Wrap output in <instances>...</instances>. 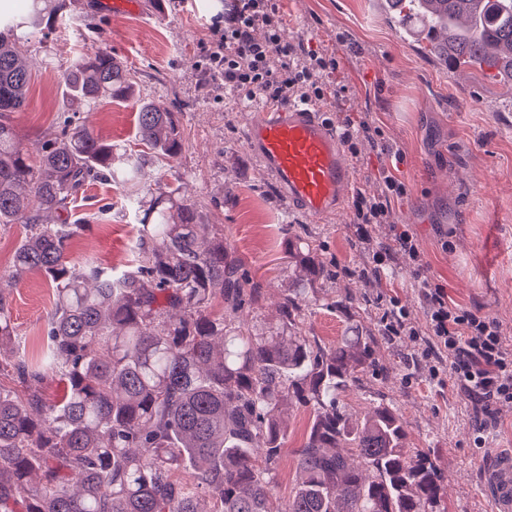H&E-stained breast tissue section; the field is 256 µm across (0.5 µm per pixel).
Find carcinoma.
<instances>
[{
  "label": "carcinoma",
  "instance_id": "obj_1",
  "mask_svg": "<svg viewBox=\"0 0 512 512\" xmlns=\"http://www.w3.org/2000/svg\"><path fill=\"white\" fill-rule=\"evenodd\" d=\"M387 2L420 15L445 63L512 78V0ZM65 8L30 0V19H0V224L26 228L11 278L37 271L55 293L38 361L20 348L0 295V376L10 381L0 382V512H436L443 475L406 448L397 409L378 404L361 419L339 405L337 392L369 367L370 337L326 348L302 333L301 301L323 276L308 243L288 246L306 287L262 327L236 320L258 289L175 189L129 197L143 214L135 268L69 260L84 227L71 210L78 191L94 180L134 184L145 156L115 166L112 144L70 117L37 161L20 146L13 114L25 111L30 74L18 43L26 24L49 28ZM133 85L106 50L64 73L77 107L123 99ZM137 134L160 157L181 151L174 113L154 103L141 105ZM49 379L63 386L54 401L41 391ZM291 400L312 424L295 451L301 483L282 499Z\"/></svg>",
  "mask_w": 512,
  "mask_h": 512
}]
</instances>
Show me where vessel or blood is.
I'll use <instances>...</instances> for the list:
<instances>
[{"mask_svg": "<svg viewBox=\"0 0 512 512\" xmlns=\"http://www.w3.org/2000/svg\"><path fill=\"white\" fill-rule=\"evenodd\" d=\"M247 150L295 211L325 220L344 205L351 176L342 145L312 105L262 106L249 123ZM482 490L494 512H512V450L489 460Z\"/></svg>", "mask_w": 512, "mask_h": 512, "instance_id": "1", "label": "vessel or blood"}]
</instances>
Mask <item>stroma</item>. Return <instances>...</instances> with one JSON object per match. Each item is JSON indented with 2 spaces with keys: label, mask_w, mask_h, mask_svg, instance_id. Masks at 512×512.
Instances as JSON below:
<instances>
[{
  "label": "stroma",
  "mask_w": 512,
  "mask_h": 512,
  "mask_svg": "<svg viewBox=\"0 0 512 512\" xmlns=\"http://www.w3.org/2000/svg\"><path fill=\"white\" fill-rule=\"evenodd\" d=\"M225 0H142L136 14L113 12L104 0H70L55 29L30 31L20 51L31 74L26 111L16 113L20 142L38 156L69 107L60 95L61 75L74 57L106 47L134 76L130 99L81 108L80 117L114 153L140 154L136 137L141 103L174 112L183 139L174 159L148 158L134 188L111 182L89 185L72 205L85 225L71 259H91L116 271L135 259L138 220L127 198L151 197L167 188L195 202L242 264L263 297L244 309L248 325L275 321L279 305L299 279L288 244H310L324 270L313 301L304 306L303 329L323 347L349 336H371L368 370L338 399L362 415L373 405H394L403 417L407 445L425 452L444 477L447 512H493L481 493L484 468L497 451L512 449V403L498 405L484 447L471 440L473 410L454 384L436 385L415 347L390 341L381 316L396 299L416 328L426 314L408 271L360 277L372 260L356 242L354 208L345 202L329 223L291 210L282 193L259 171L247 148L250 115L224 95L200 68L201 44ZM285 24L282 38L327 52L336 71L328 93L343 89L341 110L353 121H372L378 137H359L344 150L351 188L375 193L387 172L407 186L392 200L393 221L374 234L387 240L401 230L416 238L425 273L455 303L497 318L512 343V87L492 71L453 69L434 59L420 41L403 38L381 0H277ZM23 225L0 228V293L8 301L27 351L44 346L54 297L36 272L10 277ZM312 416L293 406L288 421L277 492L288 497L300 479L293 451L306 438Z\"/></svg>",
  "instance_id": "stroma-1"
}]
</instances>
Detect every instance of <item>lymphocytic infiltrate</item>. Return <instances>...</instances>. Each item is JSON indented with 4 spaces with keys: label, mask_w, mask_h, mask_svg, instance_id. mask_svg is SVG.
<instances>
[{
    "label": "lymphocytic infiltrate",
    "mask_w": 512,
    "mask_h": 512,
    "mask_svg": "<svg viewBox=\"0 0 512 512\" xmlns=\"http://www.w3.org/2000/svg\"><path fill=\"white\" fill-rule=\"evenodd\" d=\"M283 24L273 0H231L223 21L214 22L211 28L204 56L207 75L222 81L225 94L243 104L258 99L282 105L302 102L336 113L339 137L346 145L370 134L372 126L368 121L355 123L339 115L337 101L327 96L324 78L335 69V60L324 54H304L301 44L283 41ZM406 193L405 183L391 173L385 176L379 193H357L356 234L373 246L372 277L394 268H408L416 274V286L426 309L425 330L412 326L406 311L396 302L384 314L386 329L390 335L421 343L423 358L436 362L432 376L448 371L468 396L475 414L473 442L481 448L493 405L512 403V348L507 347L502 325L496 318L450 302L445 289L433 286L422 276L421 252L409 231L373 243L371 226L388 223L392 199Z\"/></svg>",
    "instance_id": "lymphocytic-infiltrate-1"
}]
</instances>
